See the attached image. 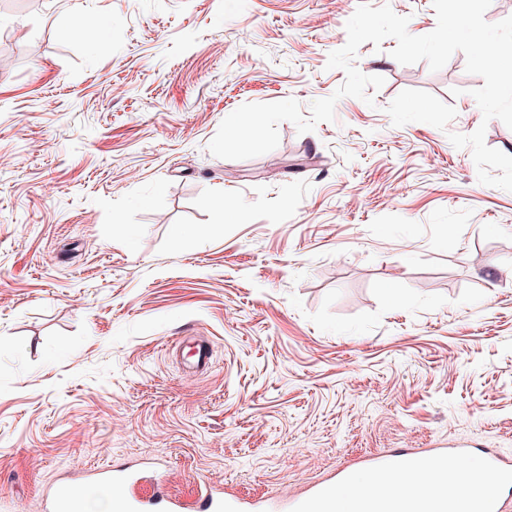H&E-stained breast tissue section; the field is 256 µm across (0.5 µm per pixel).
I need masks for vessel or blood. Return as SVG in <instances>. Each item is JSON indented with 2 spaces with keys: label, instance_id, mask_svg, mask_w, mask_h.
Returning <instances> with one entry per match:
<instances>
[{
  "label": "vessel or blood",
  "instance_id": "1",
  "mask_svg": "<svg viewBox=\"0 0 512 512\" xmlns=\"http://www.w3.org/2000/svg\"><path fill=\"white\" fill-rule=\"evenodd\" d=\"M479 457L475 474L476 485L472 496L464 500L449 499L446 512H506L502 493L512 486V464L504 462L488 452L473 448L448 447L427 450L404 451L383 459L369 458L363 466L372 482L384 485L394 476H410L412 489H420L436 478V469L446 460L455 461ZM140 480L138 472L129 469H103L96 473L91 484L95 487L116 489L119 493L121 512H182L183 505L176 499H144L136 493ZM355 473L342 475L336 483L313 486L305 496L289 499L286 512H336L340 491L353 490ZM196 512H249L250 503L227 497L212 486L198 484L195 493ZM351 512H389L390 500L373 493L360 494L350 499ZM80 489L74 485H63L55 489L52 500L53 512H79Z\"/></svg>",
  "mask_w": 512,
  "mask_h": 512
}]
</instances>
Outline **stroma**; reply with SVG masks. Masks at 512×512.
Listing matches in <instances>:
<instances>
[{"label":"stroma","mask_w":512,"mask_h":512,"mask_svg":"<svg viewBox=\"0 0 512 512\" xmlns=\"http://www.w3.org/2000/svg\"><path fill=\"white\" fill-rule=\"evenodd\" d=\"M437 24L432 0H369ZM359 0H0V505L153 458L275 505L396 448L512 458V192L449 133L481 77L364 43L344 97L264 155L207 149L248 102L309 108ZM82 14L91 41L77 39ZM207 228L199 236L198 228ZM211 341L185 372L183 337Z\"/></svg>","instance_id":"35a3bbf8"}]
</instances>
